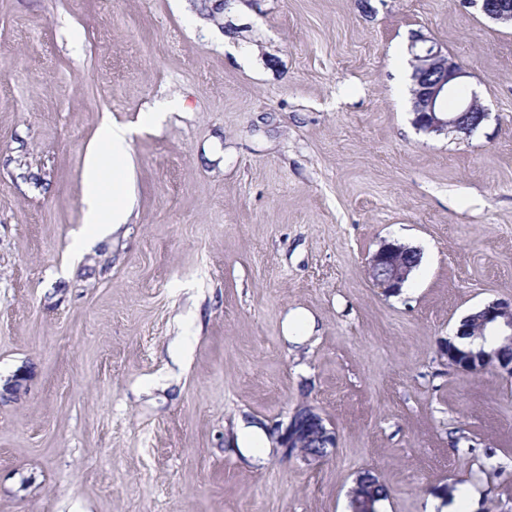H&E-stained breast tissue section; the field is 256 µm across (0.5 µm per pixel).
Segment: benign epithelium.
Returning a JSON list of instances; mask_svg holds the SVG:
<instances>
[{"label":"benign epithelium","instance_id":"1","mask_svg":"<svg viewBox=\"0 0 512 512\" xmlns=\"http://www.w3.org/2000/svg\"><path fill=\"white\" fill-rule=\"evenodd\" d=\"M482 12L490 19L512 25V0H480ZM417 67L416 89L412 99L414 125L426 134L462 133L470 135L485 120L487 113L480 103L472 98L461 99L455 111L447 108L448 97L458 92L466 82L469 72L448 59L434 46H424L414 55ZM418 251L397 241L386 242L368 260V274L374 285L389 294H397L417 267L410 260ZM470 320L466 316L460 321L455 336H488L498 348L489 352L472 351L450 340L444 346L448 364L459 371L472 373L486 369H498L512 377V361L499 360V348L512 347V299L496 300L478 309L475 330L465 326ZM272 437L279 447L286 449L285 457L302 456L312 458L309 448L336 447L334 429L326 426L316 412L304 418L293 413L285 432L279 427L272 429Z\"/></svg>","mask_w":512,"mask_h":512}]
</instances>
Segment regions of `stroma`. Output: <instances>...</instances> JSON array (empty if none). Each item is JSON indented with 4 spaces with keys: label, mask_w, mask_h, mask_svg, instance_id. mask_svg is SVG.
<instances>
[{
    "label": "stroma",
    "mask_w": 512,
    "mask_h": 512,
    "mask_svg": "<svg viewBox=\"0 0 512 512\" xmlns=\"http://www.w3.org/2000/svg\"><path fill=\"white\" fill-rule=\"evenodd\" d=\"M488 114L428 135L419 40ZM134 208L82 255L103 116ZM420 250L396 295L366 261ZM512 298V26L475 0H0V512H512V379L441 350ZM315 330L295 345L288 313ZM336 434L286 459L301 406ZM256 428L263 455L247 447Z\"/></svg>",
    "instance_id": "1"
}]
</instances>
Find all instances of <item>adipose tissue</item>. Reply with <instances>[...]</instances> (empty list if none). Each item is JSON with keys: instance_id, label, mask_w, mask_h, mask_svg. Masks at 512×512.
Segmentation results:
<instances>
[{"instance_id": "adipose-tissue-1", "label": "adipose tissue", "mask_w": 512, "mask_h": 512, "mask_svg": "<svg viewBox=\"0 0 512 512\" xmlns=\"http://www.w3.org/2000/svg\"><path fill=\"white\" fill-rule=\"evenodd\" d=\"M134 129L103 119L97 140L84 159L83 228L73 254H81L115 225L126 223L133 203V173L129 154Z\"/></svg>"}]
</instances>
